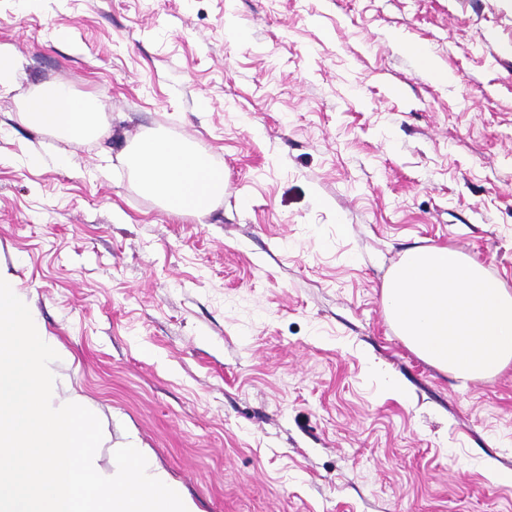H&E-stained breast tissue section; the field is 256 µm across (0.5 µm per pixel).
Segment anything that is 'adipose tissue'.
Masks as SVG:
<instances>
[{
    "label": "adipose tissue",
    "mask_w": 512,
    "mask_h": 512,
    "mask_svg": "<svg viewBox=\"0 0 512 512\" xmlns=\"http://www.w3.org/2000/svg\"><path fill=\"white\" fill-rule=\"evenodd\" d=\"M22 117L40 131L58 132L81 144L95 137L100 123L92 99L76 96L67 85L44 87L29 96ZM144 192L170 212L201 215L213 198L223 196V169L194 147L163 137L140 141L130 160Z\"/></svg>",
    "instance_id": "obj_1"
}]
</instances>
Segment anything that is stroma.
Returning a JSON list of instances; mask_svg holds the SVG:
<instances>
[{
	"instance_id": "obj_1",
	"label": "stroma",
	"mask_w": 512,
	"mask_h": 512,
	"mask_svg": "<svg viewBox=\"0 0 512 512\" xmlns=\"http://www.w3.org/2000/svg\"><path fill=\"white\" fill-rule=\"evenodd\" d=\"M0 49V259L200 512H512V367L460 387L382 303L417 247L512 289V0H0ZM54 83L104 137L22 120ZM152 135L223 167L205 215ZM130 164L143 191L158 198L167 211L202 215L213 198L224 196V169L182 142L145 138Z\"/></svg>"
}]
</instances>
